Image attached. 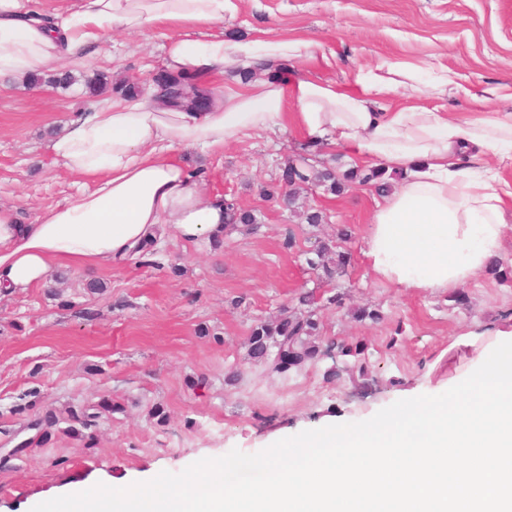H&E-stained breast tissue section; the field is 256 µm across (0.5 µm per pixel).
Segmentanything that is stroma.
Wrapping results in <instances>:
<instances>
[{"label": "stroma", "instance_id": "stroma-1", "mask_svg": "<svg viewBox=\"0 0 512 512\" xmlns=\"http://www.w3.org/2000/svg\"><path fill=\"white\" fill-rule=\"evenodd\" d=\"M257 30L335 52L332 65L312 69L341 87L380 61L448 69L476 92L512 86V0H236L223 22L205 29H113L84 63L62 64L73 77L66 87L0 75V204L31 223L72 192L74 176L47 143L86 109L87 80L102 78L104 99L119 100L126 82L150 85L170 36ZM180 157L203 171L208 194L249 212L253 227L225 233L219 249L168 230L146 257L64 270L0 295V512H30L99 482L125 487L178 473L235 448L254 454L304 430L369 419L400 399L443 393L477 368L489 337L512 330V285L487 274L467 286L464 306L446 291L395 288L372 274L362 253L379 197L372 185L337 195L313 182L295 200L269 197L287 164L339 175L354 167L349 155L308 142L296 127L243 138L218 155ZM315 211L322 221L313 226L306 216ZM345 226L352 237L338 241ZM330 241L351 255L332 281L306 263ZM93 281L103 290L90 289ZM305 290L315 294L323 335L367 344L365 386L345 376L326 381L327 359L284 375L249 359L251 326ZM365 304L379 307L383 321L351 319L350 308ZM234 371L238 381L227 384ZM105 395L123 410L96 419L94 447L67 435L69 410ZM157 404L168 414L162 425L149 415ZM51 414L58 423L38 445Z\"/></svg>", "mask_w": 512, "mask_h": 512}]
</instances>
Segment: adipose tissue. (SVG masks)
I'll list each match as a JSON object with an SVG mask.
<instances>
[{
  "label": "adipose tissue",
  "mask_w": 512,
  "mask_h": 512,
  "mask_svg": "<svg viewBox=\"0 0 512 512\" xmlns=\"http://www.w3.org/2000/svg\"><path fill=\"white\" fill-rule=\"evenodd\" d=\"M233 7V0H76L48 23L32 0H0V74L24 77L83 60L115 26L136 32L160 23L204 27L223 21ZM320 53L311 40L266 31L170 38L166 69L205 80L209 109L168 107L153 93L107 101L69 121L49 149L77 177L75 192L31 224L0 205V293L26 290L59 268L125 261L166 228L184 240H223V198L205 193L200 174L178 160L177 151L212 155L290 123L309 142L405 172L382 194L364 239L363 254L377 277L411 290L469 284L502 255L512 227L499 171L459 165L467 155H512V113L482 108L499 96V87L476 94L448 70L425 75L380 64L359 70L353 87L341 88L310 70ZM290 64L302 70L282 80L279 73ZM231 70L255 78L231 85L224 80ZM396 91L413 100L463 97L473 107L459 118L414 104L392 110L385 99Z\"/></svg>",
  "instance_id": "obj_1"
}]
</instances>
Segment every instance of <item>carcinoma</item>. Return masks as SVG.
<instances>
[{"mask_svg": "<svg viewBox=\"0 0 512 512\" xmlns=\"http://www.w3.org/2000/svg\"><path fill=\"white\" fill-rule=\"evenodd\" d=\"M156 84L167 89L180 83L191 84L193 79L187 75L175 74L162 70L154 78ZM396 173L380 166L360 178L362 183H374L377 190L391 186ZM311 179L318 182H330L329 188L334 191L341 189L336 174L330 170L317 171L308 175L297 166L289 165L285 171V181L290 186L305 183ZM331 253V246L324 244L315 256L307 263L313 269H320L324 276L332 280L345 272L350 257L347 253L336 252V260H325ZM485 273L501 283L512 282V264L502 258L493 259L485 268ZM314 293L306 291L298 297L297 307L283 310L279 316L270 320H262L250 329L247 336L248 357L255 363L264 366L272 373H285L291 369L300 370L311 362L324 358L327 352H333L342 359L351 372L358 377L367 375V349L362 341L325 339L320 333V324L316 312L312 308Z\"/></svg>", "mask_w": 512, "mask_h": 512, "instance_id": "obj_1", "label": "carcinoma"}]
</instances>
